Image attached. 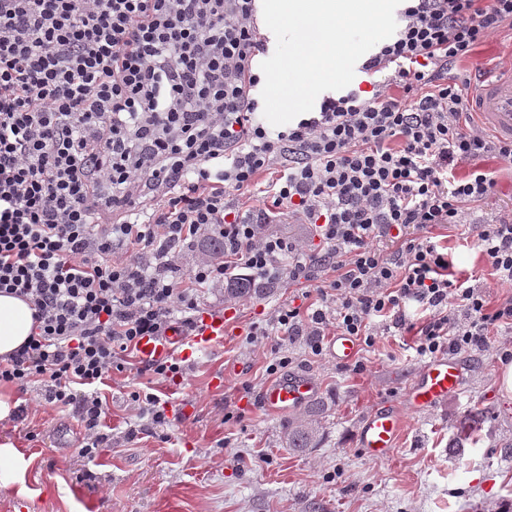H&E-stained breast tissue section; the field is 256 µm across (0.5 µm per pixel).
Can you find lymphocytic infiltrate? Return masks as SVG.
<instances>
[{
	"mask_svg": "<svg viewBox=\"0 0 512 512\" xmlns=\"http://www.w3.org/2000/svg\"><path fill=\"white\" fill-rule=\"evenodd\" d=\"M256 14V0H0V294L34 320L0 385L72 412L87 458L112 445L94 384L125 354L177 379L175 356L141 359L140 343L194 335L219 285L309 283L315 300L280 304L246 340L313 356L336 333L370 348L407 332L422 357L483 350L512 326V214L477 238L510 291L494 306L430 236L493 192L481 158L512 164V140L475 122L470 79L452 71L512 31V0H409L361 65L369 89L277 133L245 72L264 50ZM275 224L313 226L320 250ZM217 241L182 273L183 248ZM131 400L128 438L169 427L155 394Z\"/></svg>",
	"mask_w": 512,
	"mask_h": 512,
	"instance_id": "f902f5d3",
	"label": "lymphocytic infiltrate"
}]
</instances>
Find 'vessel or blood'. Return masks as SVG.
I'll use <instances>...</instances> for the list:
<instances>
[{
    "label": "vessel or blood",
    "instance_id": "b4317fda",
    "mask_svg": "<svg viewBox=\"0 0 512 512\" xmlns=\"http://www.w3.org/2000/svg\"><path fill=\"white\" fill-rule=\"evenodd\" d=\"M474 109L485 125L497 135L512 138V71L484 74L472 93ZM224 339V317L216 313L206 316L204 327L194 336L197 351H207L211 345ZM357 345L353 337H331L328 350L339 362L353 358ZM464 380L463 365L453 359L440 357L424 365L407 395V404L420 412L445 403L457 392ZM315 383L306 376H290L273 381L262 390V399L269 409L287 412L304 404L314 396ZM403 431L400 412L390 405H381L361 421L357 445L362 454L372 460L392 456Z\"/></svg>",
    "mask_w": 512,
    "mask_h": 512
}]
</instances>
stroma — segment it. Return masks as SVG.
Masks as SVG:
<instances>
[{
  "instance_id": "35a3bbf8",
  "label": "stroma",
  "mask_w": 512,
  "mask_h": 512,
  "mask_svg": "<svg viewBox=\"0 0 512 512\" xmlns=\"http://www.w3.org/2000/svg\"><path fill=\"white\" fill-rule=\"evenodd\" d=\"M487 165L496 173L494 193L471 211L467 225L435 233L457 276L475 279L494 304L506 291L496 286L476 242L483 223L512 212V166L493 158ZM304 290L282 280L230 307L223 290L206 293V309L223 312L227 336L182 361L183 384L137 374L121 359L99 388L114 440L94 459L79 454L80 429L70 414L49 409L0 420V442L23 456L19 480L0 477V512H500L503 501H512V398L498 390L497 350L512 341V328H499L485 350L461 353L468 370L462 390L437 409L405 411L394 454L372 461L357 447L360 421L382 404L402 408L424 361L409 335L383 336L358 349L360 374L329 353L312 357L300 341L252 350L248 326ZM286 356L287 367L268 372ZM294 374L313 377L319 398L332 407L318 448L304 454L282 439L287 415L267 411L260 398L274 377ZM136 390L188 401L194 412L174 421L168 439L126 440L136 422L130 398ZM475 411L483 414L480 430L464 447H452L457 425Z\"/></svg>"
}]
</instances>
